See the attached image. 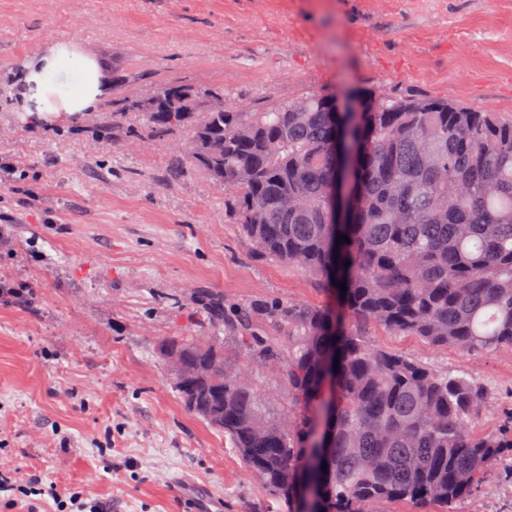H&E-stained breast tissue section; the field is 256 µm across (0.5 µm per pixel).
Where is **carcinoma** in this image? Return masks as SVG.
Wrapping results in <instances>:
<instances>
[{"instance_id":"1","label":"carcinoma","mask_w":512,"mask_h":512,"mask_svg":"<svg viewBox=\"0 0 512 512\" xmlns=\"http://www.w3.org/2000/svg\"><path fill=\"white\" fill-rule=\"evenodd\" d=\"M362 101V112H338L335 99L311 93L240 112L224 108L219 90L169 84L147 101L112 103L98 130L110 135L130 110L148 113L159 140L189 130L184 157L217 184L238 180L229 200L256 254L318 279L351 319L436 347L512 348V120L442 98ZM345 141L359 147L356 200L333 223L330 182L342 179ZM291 196L300 207L286 211ZM196 300L222 335L166 342L198 367L175 389L187 410L222 422L217 431L288 512H305L307 486L317 488L314 512H380L396 502L448 512L512 453V430L474 427L484 386L373 345L324 306L227 307L211 288ZM271 322L288 329V341L265 331ZM226 337L250 360L279 362L288 431L262 413L254 381L224 365ZM328 377L331 432L324 464L313 466L312 411Z\"/></svg>"}]
</instances>
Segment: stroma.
<instances>
[{
  "mask_svg": "<svg viewBox=\"0 0 512 512\" xmlns=\"http://www.w3.org/2000/svg\"><path fill=\"white\" fill-rule=\"evenodd\" d=\"M72 40L108 79L97 105L184 83L253 107L310 92L445 97L512 118V0H0V279L32 299L0 304V459L110 503V512H286L223 435L189 413L159 348L214 335L193 298H336L298 267L254 254L223 186L126 113L96 125L22 120L16 76ZM367 341L487 384L477 429L512 414V349L464 352L394 336ZM449 512H512V458Z\"/></svg>",
  "mask_w": 512,
  "mask_h": 512,
  "instance_id": "obj_1",
  "label": "stroma"
}]
</instances>
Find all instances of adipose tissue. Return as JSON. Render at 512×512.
<instances>
[{"instance_id": "ef3b65f1", "label": "adipose tissue", "mask_w": 512, "mask_h": 512, "mask_svg": "<svg viewBox=\"0 0 512 512\" xmlns=\"http://www.w3.org/2000/svg\"><path fill=\"white\" fill-rule=\"evenodd\" d=\"M17 80L24 110L35 123L49 114L76 118L92 111L106 88L97 63L72 41L53 43Z\"/></svg>"}]
</instances>
